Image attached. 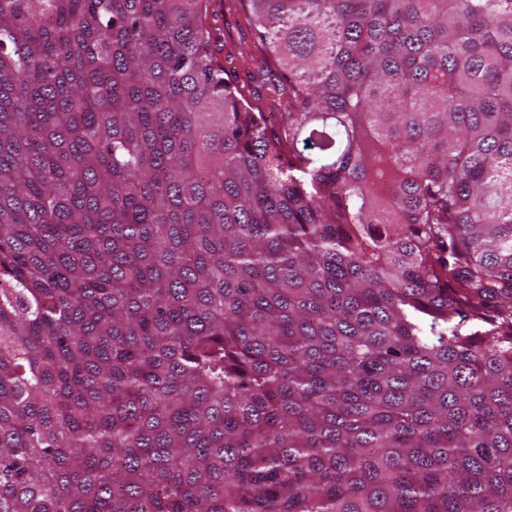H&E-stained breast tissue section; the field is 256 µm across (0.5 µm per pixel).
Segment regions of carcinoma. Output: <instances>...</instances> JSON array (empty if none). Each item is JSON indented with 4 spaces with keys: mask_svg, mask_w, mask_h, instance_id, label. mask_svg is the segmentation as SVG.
I'll return each mask as SVG.
<instances>
[{
    "mask_svg": "<svg viewBox=\"0 0 512 512\" xmlns=\"http://www.w3.org/2000/svg\"><path fill=\"white\" fill-rule=\"evenodd\" d=\"M0 0V512H512V0ZM232 6L231 0H210L207 22L220 35L221 42L217 52L226 72L238 68L240 52L245 49L253 50L259 47V41L243 11L239 1Z\"/></svg>",
    "mask_w": 512,
    "mask_h": 512,
    "instance_id": "cac0c4a2",
    "label": "carcinoma"
}]
</instances>
